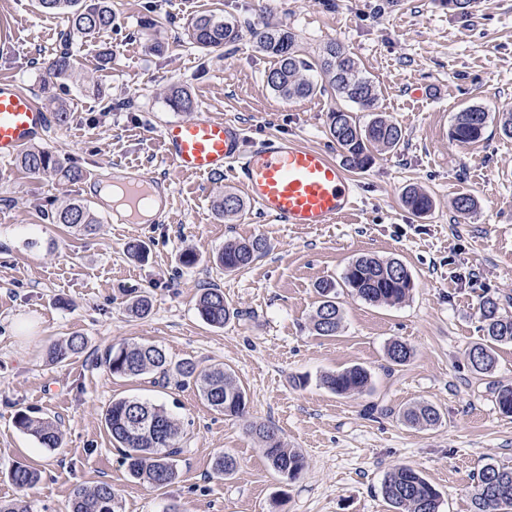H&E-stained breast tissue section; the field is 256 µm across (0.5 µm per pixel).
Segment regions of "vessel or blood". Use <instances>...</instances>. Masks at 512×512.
Here are the masks:
<instances>
[{
  "label": "vessel or blood",
  "instance_id": "vessel-or-blood-1",
  "mask_svg": "<svg viewBox=\"0 0 512 512\" xmlns=\"http://www.w3.org/2000/svg\"><path fill=\"white\" fill-rule=\"evenodd\" d=\"M48 115L33 94L10 78H0V161L18 156L44 139ZM160 136L164 158L192 174L231 172L264 218L282 224L324 225L345 220L355 209L356 186L351 172L323 147L274 136L259 145L246 142L242 126L202 110L190 120L166 122ZM122 191V209H111L108 223L133 224L142 210L154 212V223L167 219L171 187L166 179L135 169L110 173Z\"/></svg>",
  "mask_w": 512,
  "mask_h": 512
}]
</instances>
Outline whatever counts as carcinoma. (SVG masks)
Here are the masks:
<instances>
[{
    "label": "carcinoma",
    "instance_id": "1",
    "mask_svg": "<svg viewBox=\"0 0 512 512\" xmlns=\"http://www.w3.org/2000/svg\"><path fill=\"white\" fill-rule=\"evenodd\" d=\"M39 6L53 14L66 16L68 34L90 35L112 27V0H38ZM190 41L201 49L231 45L239 38L237 24L213 15L197 17L188 29ZM258 48L276 60L266 81L272 91L285 100L306 98L317 91V84L307 77L318 72L321 82L347 101L362 109L375 106L378 93L369 77L359 69L355 58L338 42H330L324 54L312 60L299 48L296 35L283 26H268L257 35ZM55 80L68 81L75 77V63L69 50L57 55L51 65ZM175 111L189 112L193 102L181 87H173L167 98ZM490 119L489 113L472 106L462 111L450 130L453 140L461 144L477 143L483 139ZM329 133L345 153L346 163L357 169L366 168L373 159L372 150L385 151L395 148L401 140L400 127L383 118H374L360 124L354 113L338 110L329 113ZM20 165L32 174L55 173L68 182L78 181L83 172L76 167H64L59 159L43 147H31L20 156ZM405 203L418 214L430 210L432 202L422 190L411 187L405 193ZM222 217L234 216L244 209V201L236 194L226 192L215 204ZM53 224H65L86 232L96 230L98 217L87 204L73 201L51 213ZM261 238L228 241L217 255V262L226 271H235L250 265L265 250ZM342 283L352 293L369 303L397 305L409 298L414 288L411 273L398 259L380 260L361 256L352 261L342 275ZM321 297L313 327L321 336H333L339 329L342 313L337 302V282L322 280L317 284ZM200 317L209 325L222 327L239 314L224 299V291L216 286L202 289L197 300ZM487 343L472 347L468 352L472 368L479 373L493 370L495 358L493 345L512 342V316L501 313L500 303L486 297L480 306ZM85 340L72 336L63 344L49 349L55 362L65 361L82 353ZM391 363L402 365L413 351L404 343L393 342L387 349ZM111 374L118 377H135L145 374L168 379L172 374L185 381L198 384L201 396L215 411L227 416H240L246 408L245 388L222 367L201 368L193 361L171 365L165 351L156 344H120L108 347L100 358ZM370 380L367 369L353 365L342 370L325 373L320 383L339 395L364 391ZM408 424L430 428L441 419L439 411L429 404H418L403 411ZM104 424L112 438L113 447L120 453L121 461L129 475L161 489L172 484L179 476L177 457L181 431L161 404L134 398L112 401L104 413ZM15 425L34 437L43 448L56 449L61 440L57 426L45 419L33 417L23 411L15 416ZM252 433L262 442L265 456L275 472L292 481L306 467L304 457L286 448L278 437V430L269 424H251ZM237 468L236 458L229 453L217 455L213 472L219 477L231 475ZM12 483L21 490L31 489L40 481L37 469L16 465L10 472ZM382 496L391 512H439V493L422 474L409 466H399L387 474L382 484ZM475 512H512V469L507 470L488 464L476 476ZM70 512H123L122 503L112 492V485L102 483L91 491L79 490L71 501Z\"/></svg>",
    "mask_w": 512,
    "mask_h": 512
}]
</instances>
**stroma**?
I'll return each mask as SVG.
<instances>
[{"label": "stroma", "mask_w": 512, "mask_h": 512, "mask_svg": "<svg viewBox=\"0 0 512 512\" xmlns=\"http://www.w3.org/2000/svg\"><path fill=\"white\" fill-rule=\"evenodd\" d=\"M111 28L64 43L66 24L37 0H0V23L13 38L0 52V77L10 76L44 111L59 103L65 125L50 123L46 145L62 165L85 177L107 176L108 164L162 175L172 187L163 224H100L82 234L50 223L47 211L83 196L81 183L0 162V501L18 496L16 465L40 470L27 493L31 512H69L77 490L108 482L124 512H388L382 483L395 467L424 474L441 495L440 512H474V478L486 464L512 469V415L495 403L512 385V343L494 348L492 373L475 372L469 350L485 342L479 307L497 298L512 316V137L499 113L512 110V0H476L468 13L445 0H112ZM215 15L236 22L235 45L202 50L187 29ZM161 20L159 31L143 27ZM286 26L307 56L332 41L358 60L378 88L374 111L353 108L334 92L284 100L266 82L273 58L255 34ZM69 49L85 80L62 85L48 66ZM112 64L100 68L101 49ZM185 87L194 110L239 120L249 138L284 134L310 146H335L328 116L354 110L360 123L380 116L396 123L395 149L378 151L356 171L358 205L340 224H277L253 206L225 219L215 209L229 174L193 176L163 163L160 129L177 119L167 104ZM477 106L491 119L475 144L453 141L459 112ZM431 199L412 212L408 187ZM471 197L459 213L455 201ZM259 237L266 250L247 268L224 271L216 256L225 242ZM146 252L128 255L129 241ZM195 265L183 264L185 252ZM360 256L403 261L415 287L399 305L371 304L340 290L336 335L313 329L316 284L339 280ZM215 285L239 315L214 328L196 309L201 288ZM138 295L152 310L128 309ZM84 337L77 357L51 361L47 350ZM413 351L402 365L386 355L391 342ZM119 343H153L169 359L232 369L247 391L246 412L211 409L195 383L170 377L117 378L99 358ZM359 364L371 383L338 395L319 377ZM164 404L183 432L179 477L163 489L128 475L104 425L112 399ZM437 408L429 429L407 424L415 403ZM57 424L60 448L40 447L15 425L17 412ZM278 428L306 467L289 481L275 473L250 425ZM236 457L229 477H216L214 457Z\"/></svg>", "instance_id": "35a3bbf8"}]
</instances>
